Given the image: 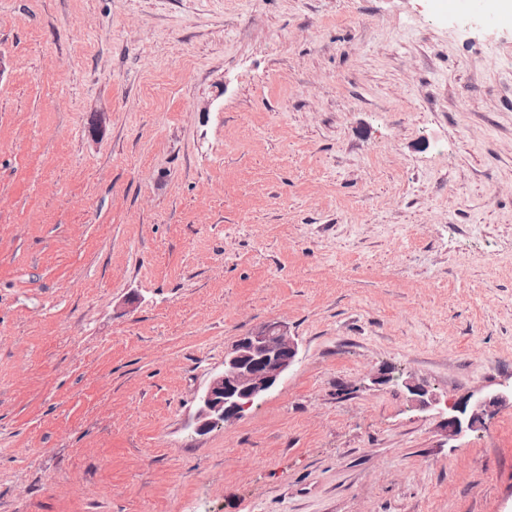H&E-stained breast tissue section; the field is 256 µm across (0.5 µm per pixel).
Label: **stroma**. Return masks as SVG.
<instances>
[{"label": "stroma", "instance_id": "35a3bbf8", "mask_svg": "<svg viewBox=\"0 0 512 512\" xmlns=\"http://www.w3.org/2000/svg\"><path fill=\"white\" fill-rule=\"evenodd\" d=\"M501 2L0 0V512H512ZM298 343L281 321H268L239 338L198 399L197 433L234 422L262 401L298 357ZM471 399L472 395L462 406L452 408V411L457 414H452L445 421L448 436L455 437L466 430L476 429L489 409L506 404L509 400L512 403V387L510 391H491L478 396L473 401Z\"/></svg>", "mask_w": 512, "mask_h": 512}]
</instances>
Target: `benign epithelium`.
Returning a JSON list of instances; mask_svg holds the SVG:
<instances>
[{
  "label": "benign epithelium",
  "mask_w": 512,
  "mask_h": 512,
  "mask_svg": "<svg viewBox=\"0 0 512 512\" xmlns=\"http://www.w3.org/2000/svg\"><path fill=\"white\" fill-rule=\"evenodd\" d=\"M298 343L280 321H268L239 338L224 356L223 368L214 373L198 399V433L234 422L262 401L280 382L298 357ZM512 401V390L484 393L454 409L445 421L449 436L474 430L489 409Z\"/></svg>",
  "instance_id": "1"
}]
</instances>
